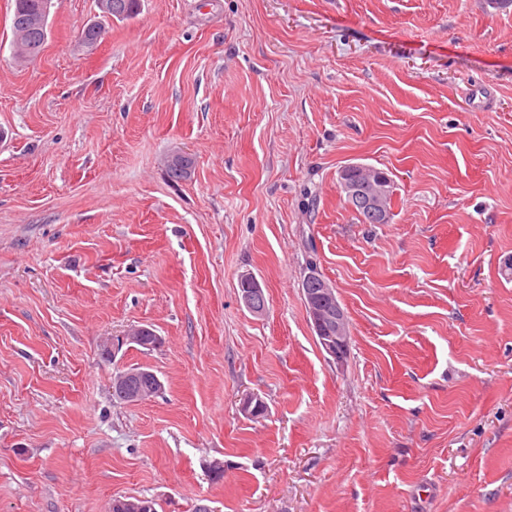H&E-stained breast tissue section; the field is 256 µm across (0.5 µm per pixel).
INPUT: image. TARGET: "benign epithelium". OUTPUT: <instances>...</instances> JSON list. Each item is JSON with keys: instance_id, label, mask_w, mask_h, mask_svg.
<instances>
[{"instance_id": "1", "label": "benign epithelium", "mask_w": 512, "mask_h": 512, "mask_svg": "<svg viewBox=\"0 0 512 512\" xmlns=\"http://www.w3.org/2000/svg\"><path fill=\"white\" fill-rule=\"evenodd\" d=\"M341 191L347 198L351 210L361 209L372 215L379 223L389 221L388 213L382 203V189L379 176L372 167L349 164L339 173ZM247 289L240 291L245 308L255 316L267 311L266 297L257 279L245 281ZM302 295L305 307L312 320L318 343L333 361L341 364L347 358L349 344V326L343 308L336 297V289L321 276L317 266L311 264L302 280ZM122 339L137 343H147L151 339L159 344L160 337L146 327L129 329ZM163 383L156 373L139 368L135 371H121L112 379V392L119 399L136 404L162 393Z\"/></svg>"}]
</instances>
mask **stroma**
<instances>
[{
    "mask_svg": "<svg viewBox=\"0 0 512 512\" xmlns=\"http://www.w3.org/2000/svg\"><path fill=\"white\" fill-rule=\"evenodd\" d=\"M12 6L0 512H512V5L140 0L90 49L98 0H52L25 64ZM349 163L387 172L389 223L348 207ZM312 263L348 316L341 366L301 295ZM134 325L161 346L102 361ZM131 367L163 395L116 401ZM245 287L240 288V297L245 308L255 316L264 315L267 311L266 297L263 288L256 278L245 280ZM245 290V291H243Z\"/></svg>",
    "mask_w": 512,
    "mask_h": 512,
    "instance_id": "35a3bbf8",
    "label": "stroma"
}]
</instances>
